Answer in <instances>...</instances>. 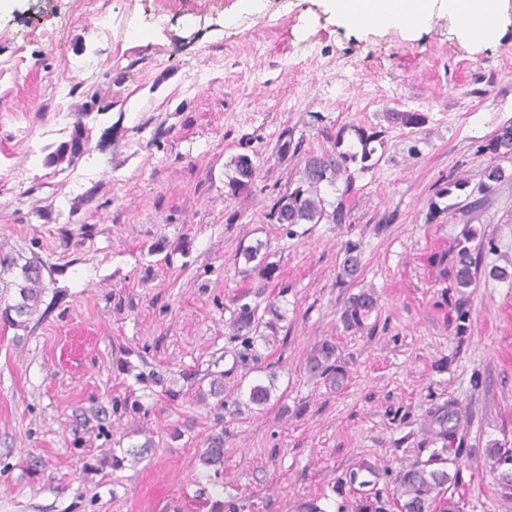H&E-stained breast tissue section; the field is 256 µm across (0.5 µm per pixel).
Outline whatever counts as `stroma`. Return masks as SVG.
<instances>
[{
    "label": "stroma",
    "instance_id": "35a3bbf8",
    "mask_svg": "<svg viewBox=\"0 0 512 512\" xmlns=\"http://www.w3.org/2000/svg\"><path fill=\"white\" fill-rule=\"evenodd\" d=\"M100 2L127 18L109 37L87 0H0V253L46 284L27 330L0 319V512H210L218 424L228 512H400L411 467L452 474L462 512H512L491 457L512 451V282L489 276L512 271V181L481 188L512 171L490 146L512 119V0L487 43L439 7L402 32L328 0ZM78 124L87 152L47 163ZM359 128L381 134L369 167L320 186L344 223H270L305 154ZM240 154L259 176L234 195ZM258 241L269 280L236 259ZM462 243L467 288L428 262ZM361 293L376 308L347 326ZM244 304L283 315L245 357ZM327 343L331 370H311ZM214 372L220 409L198 397ZM118 441L148 450L116 467ZM200 462L207 469L206 485L200 488L201 494L211 503V512H224V499H214L209 492V485L215 488L224 484L220 481L224 472V428L207 439V448L200 454Z\"/></svg>",
    "mask_w": 512,
    "mask_h": 512
}]
</instances>
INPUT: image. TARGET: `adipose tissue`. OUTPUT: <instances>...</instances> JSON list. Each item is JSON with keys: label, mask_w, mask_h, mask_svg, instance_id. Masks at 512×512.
I'll list each match as a JSON object with an SVG mask.
<instances>
[{"label": "adipose tissue", "mask_w": 512, "mask_h": 512, "mask_svg": "<svg viewBox=\"0 0 512 512\" xmlns=\"http://www.w3.org/2000/svg\"><path fill=\"white\" fill-rule=\"evenodd\" d=\"M436 1L439 0H332L331 8L337 17L352 23L365 13L371 23L380 27L410 30L425 23ZM440 1L457 20L465 38L480 41L494 35L501 0H479V10L470 16L463 12L464 0Z\"/></svg>", "instance_id": "ef3b65f1"}]
</instances>
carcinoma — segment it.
Returning <instances> with one entry per match:
<instances>
[{
	"label": "carcinoma",
	"instance_id": "cac0c4a2",
	"mask_svg": "<svg viewBox=\"0 0 512 512\" xmlns=\"http://www.w3.org/2000/svg\"><path fill=\"white\" fill-rule=\"evenodd\" d=\"M379 134L373 132L365 135L358 134L360 151H336L321 154L310 152L304 157V167L300 183L293 189L279 193L272 200L267 218L272 224H318L325 216H330L336 224L344 222L345 214L342 208H335L332 213H326L324 200L318 196V187L326 182L334 185L336 175L347 164L357 160L365 163L376 152L371 143L377 141ZM86 141L82 127H74V133L68 142L60 144L55 151L47 155V162L58 163L63 159L74 162L84 152ZM492 148L503 154L512 153V121L503 124L492 142ZM232 175L228 180V188L236 194L250 188L258 177V168L248 155H238L229 162ZM264 245L243 246L238 251L247 264L255 263L265 278L269 279L275 273V266L265 262L266 256L261 254ZM473 260L468 247L459 248L456 257V281L459 287L468 288L473 282ZM0 287L12 288L15 295L12 302L5 303L0 311L9 325L16 328L27 329L29 321L37 311L45 293L43 265L36 260H27L19 263V258L12 255H0ZM373 311L370 298L363 296L353 300L347 310V319L355 324H362ZM265 328L264 334L260 328ZM233 335L241 339L244 349L248 350L254 345L257 338L265 342L275 339L276 324L272 320L263 321L258 315V307L242 305L237 317L232 322ZM200 462L206 468V485L200 488L201 494L211 503V512H224V501L213 497L209 488L223 485L221 475L224 472V431L212 434L207 439V448L200 454ZM452 480L445 470H426L424 468H411L405 471L400 479L401 496L403 503L401 512H427L430 505L437 499L443 488Z\"/></svg>",
	"mask_w": 512,
	"mask_h": 512
}]
</instances>
